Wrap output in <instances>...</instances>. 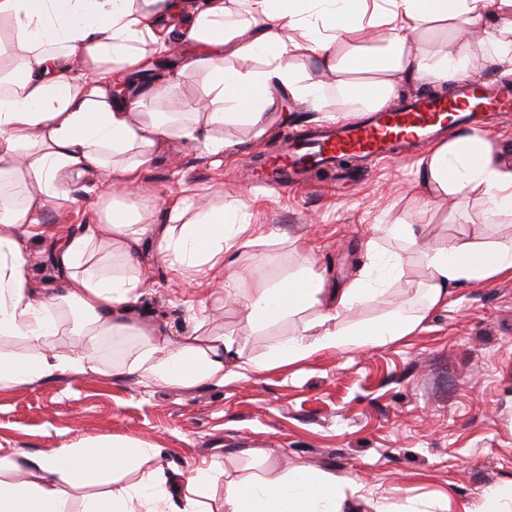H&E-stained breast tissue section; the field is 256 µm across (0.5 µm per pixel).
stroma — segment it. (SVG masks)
Returning a JSON list of instances; mask_svg holds the SVG:
<instances>
[{"label":"stroma","instance_id":"obj_1","mask_svg":"<svg viewBox=\"0 0 512 512\" xmlns=\"http://www.w3.org/2000/svg\"><path fill=\"white\" fill-rule=\"evenodd\" d=\"M317 114L292 104L273 113L266 132L225 127L236 151L213 163L203 148L176 141L122 194L148 224H164L175 202L239 201L237 217L281 236L263 247L265 270L278 276L298 260L293 240L310 244L315 271L330 288L345 287L368 264L365 241L377 224H411L423 242L446 245L484 223L472 196L423 208L411 194L417 156L365 160L347 173L328 172L279 192L251 185L245 170L280 138L313 127ZM111 177L73 179L48 206L43 223L59 237L95 223L112 192ZM147 314L165 317L184 334L201 307L214 316L205 332L236 336L245 355L262 356L269 330H250L236 308L216 306L211 285L181 280L143 243ZM426 271L410 261L400 288L382 303L356 310L370 319L407 299H420ZM88 437L139 440L161 449L156 464L179 478L190 463H206L224 483L303 467L355 479L374 496L407 508L441 498L449 506L512 481V276L455 289L408 336L384 347L321 352L283 367L244 371L215 387L174 388L135 373L81 376L70 371L0 390V455L47 454Z\"/></svg>","mask_w":512,"mask_h":512}]
</instances>
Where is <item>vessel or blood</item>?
I'll return each instance as SVG.
<instances>
[{
  "instance_id": "obj_1",
  "label": "vessel or blood",
  "mask_w": 512,
  "mask_h": 512,
  "mask_svg": "<svg viewBox=\"0 0 512 512\" xmlns=\"http://www.w3.org/2000/svg\"><path fill=\"white\" fill-rule=\"evenodd\" d=\"M489 110L512 112V88L502 86L485 94L477 87L463 83L449 98L421 96L400 110L378 112L364 122L310 130L305 142L292 146L268 168L248 171L247 178L251 184L276 190L280 187L279 173L285 169L303 173L330 163L342 154L389 160L394 155L395 144L426 145L430 130L439 124L455 123L483 131L482 114Z\"/></svg>"
}]
</instances>
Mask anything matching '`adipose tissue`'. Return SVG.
<instances>
[{
  "label": "adipose tissue",
  "instance_id": "ef3b65f1",
  "mask_svg": "<svg viewBox=\"0 0 512 512\" xmlns=\"http://www.w3.org/2000/svg\"><path fill=\"white\" fill-rule=\"evenodd\" d=\"M368 2L243 0L236 10L226 0H0V30L10 32L0 37V173L33 186L21 200L0 199V338L28 347L24 355L0 356V390L67 367L85 376L123 368L178 388L220 385L241 370L388 345L412 333L453 289L512 273V232L489 240L477 224L426 249L411 225L385 224L366 243L372 266L336 290L306 264L275 277L261 272V260L243 264V254L279 237L236 223L234 203L202 205L190 215L177 204L160 227L111 203L98 223L53 246L61 286L36 290L25 240L72 178L112 174L133 184L172 140L222 159L238 145L225 126L265 132L278 89L319 112L326 83H334L349 117L357 106L387 105L404 84L444 86L470 76L485 48L490 65L512 74V0H384L373 9ZM173 37L194 43L199 54L149 91L181 103V111H140L137 88L114 97V80L145 55L167 52ZM228 55L260 66L226 69ZM299 58L315 60L314 69H297ZM199 71L209 78L206 90L184 99L185 82ZM418 173L423 207L476 193L486 221L512 215V164L481 134L438 142L420 158ZM381 236L403 238L406 246L380 250ZM147 239L155 259L179 275L216 280L217 301L238 304L249 328L278 329L264 358L245 356L229 334L175 338L139 320L138 254ZM413 256L426 269L421 306L350 320L354 309L381 301L398 284ZM62 335L71 339L70 354L57 349ZM118 336L137 337L138 345L127 361L106 362L100 347ZM158 454L140 441L99 438L49 455H2L0 512H68L67 489L98 486L134 465L141 468L137 481L85 498L81 512H347L355 499L370 512H393L354 479L305 468L228 481L215 509L201 495L211 468L187 467L172 486L149 465Z\"/></svg>",
  "mask_w": 512,
  "mask_h": 512
}]
</instances>
